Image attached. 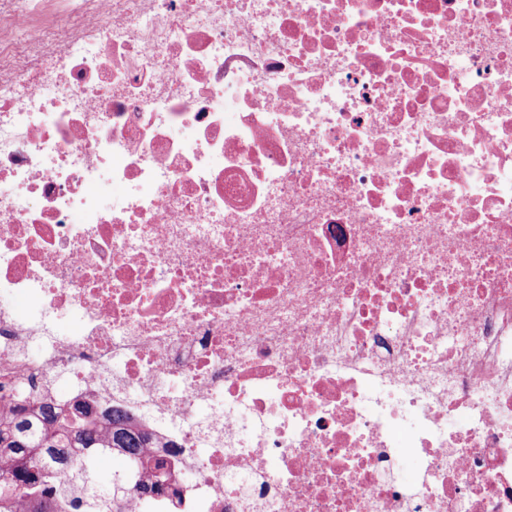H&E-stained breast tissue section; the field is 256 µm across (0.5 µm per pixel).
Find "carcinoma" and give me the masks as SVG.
Masks as SVG:
<instances>
[{
  "mask_svg": "<svg viewBox=\"0 0 512 512\" xmlns=\"http://www.w3.org/2000/svg\"><path fill=\"white\" fill-rule=\"evenodd\" d=\"M40 414L39 429L21 406L0 424V512H120L129 488L154 493L164 489L160 462L141 483L130 486L123 478L108 493L98 489L89 466L90 453L118 448L138 461L149 447L147 434L131 428L124 410L111 409L103 426L91 418L61 417L49 404L40 406ZM77 448L83 454H76ZM71 483L80 485L83 494L69 495L66 488Z\"/></svg>",
  "mask_w": 512,
  "mask_h": 512,
  "instance_id": "1",
  "label": "carcinoma"
}]
</instances>
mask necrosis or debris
Masks as SVG:
<instances>
[{"label":"necrosis or debris","instance_id":"obj_1","mask_svg":"<svg viewBox=\"0 0 512 512\" xmlns=\"http://www.w3.org/2000/svg\"><path fill=\"white\" fill-rule=\"evenodd\" d=\"M74 399L180 512H512V0H0V414Z\"/></svg>","mask_w":512,"mask_h":512}]
</instances>
